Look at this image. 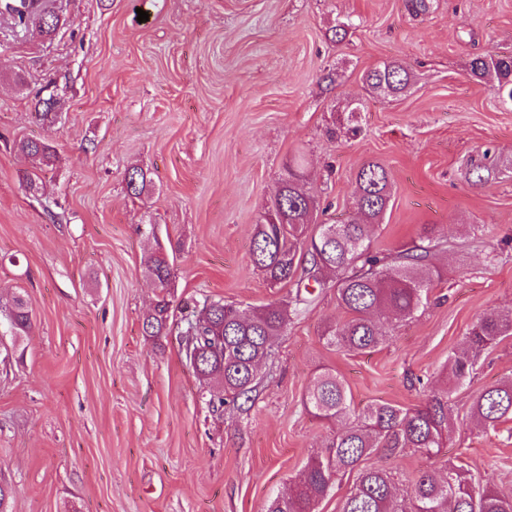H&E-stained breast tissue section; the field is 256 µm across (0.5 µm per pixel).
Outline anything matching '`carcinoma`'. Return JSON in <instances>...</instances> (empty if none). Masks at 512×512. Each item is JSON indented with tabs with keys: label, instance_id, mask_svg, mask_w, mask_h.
I'll use <instances>...</instances> for the list:
<instances>
[{
	"label": "carcinoma",
	"instance_id": "obj_1",
	"mask_svg": "<svg viewBox=\"0 0 512 512\" xmlns=\"http://www.w3.org/2000/svg\"><path fill=\"white\" fill-rule=\"evenodd\" d=\"M41 0H3L14 24L50 35L58 16L40 8ZM470 74L493 82L498 96L512 101V53L477 55L470 61ZM412 81L407 67L387 62L366 72V88L388 97L404 94ZM19 151L48 164L51 146L37 140L20 143ZM301 159L288 164L272 205L255 225L252 262L268 284L286 283L295 288L285 302L241 309L222 300L204 299L186 308L177 322L170 321L169 301L161 294L145 316L143 328L152 336L178 331L185 361L194 358L198 379L214 383L208 405L245 410L253 401L258 368L271 352L274 339L285 333L288 322L308 310L326 288H336V301L347 315L341 325H328L319 336L326 345L346 352L375 349L391 336L375 319L390 323L414 319L430 301L434 283L442 280L435 258L444 244V230L435 224L424 228L420 243L387 253L371 250L369 226L378 224L391 201L390 175L378 162L363 164L356 175L354 213L344 224H321L307 235L308 219L317 211V199L304 188ZM151 184L141 168L128 171L127 186L140 196ZM146 268L160 290L168 288L172 264L159 247L147 258ZM13 335L29 331L31 313L23 298L14 300L9 313ZM512 335V312L489 313L478 318L465 334L462 346L448 358L443 385L411 407L377 402L360 413L351 407L344 380L330 369L314 379L304 399L305 407L318 419L341 418L348 425L333 438L329 451L308 459L303 478L268 502L265 512H318L338 476L357 473L354 487L342 502L340 512H512V493L498 488L489 473L473 474L454 463L443 476L419 472L411 493L400 501L390 472L369 467L364 461L382 451L395 456L407 449L422 455L438 454L447 446L459 414L454 392L471 381L483 354L501 337ZM469 422L484 432H498L512 420V376L478 392L467 414Z\"/></svg>",
	"mask_w": 512,
	"mask_h": 512
}]
</instances>
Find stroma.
Instances as JSON below:
<instances>
[{
	"instance_id": "obj_1",
	"label": "stroma",
	"mask_w": 512,
	"mask_h": 512,
	"mask_svg": "<svg viewBox=\"0 0 512 512\" xmlns=\"http://www.w3.org/2000/svg\"><path fill=\"white\" fill-rule=\"evenodd\" d=\"M45 3L59 16L49 38L0 15V485L12 512H263L338 429L304 407L319 372L338 373L356 409L409 407L480 315L512 311V102L469 75L476 55L512 51V0H428L424 12L412 0ZM386 61L414 76L400 97L363 84ZM46 88L57 104L43 121ZM355 99L361 111H346ZM27 139L51 145L53 164L20 155ZM297 155L319 223L348 221L358 170L384 164L392 197L373 248L439 225L443 278L422 313L362 353L320 341L345 318L326 289L274 341L249 410L215 413L178 336L143 332L157 294L144 257L179 246L176 319L206 298L287 299L250 253ZM134 167L152 181L138 197ZM17 294L32 329L16 337ZM511 374L509 336L454 393L459 412ZM452 462L512 490V421L495 433L460 423L434 457L368 460L404 491Z\"/></svg>"
}]
</instances>
